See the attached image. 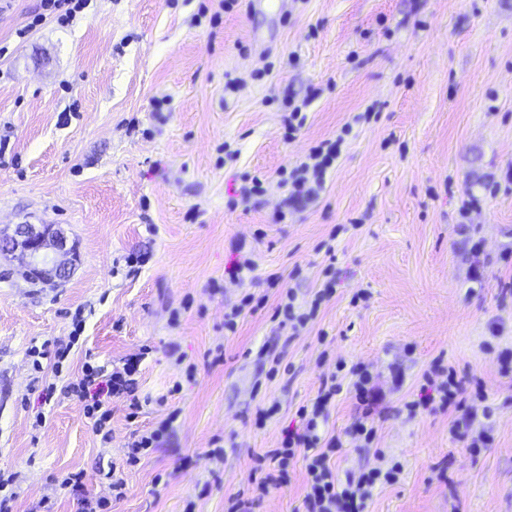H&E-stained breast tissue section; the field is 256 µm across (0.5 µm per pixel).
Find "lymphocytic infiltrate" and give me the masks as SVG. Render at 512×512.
Instances as JSON below:
<instances>
[{"label": "lymphocytic infiltrate", "instance_id": "obj_1", "mask_svg": "<svg viewBox=\"0 0 512 512\" xmlns=\"http://www.w3.org/2000/svg\"><path fill=\"white\" fill-rule=\"evenodd\" d=\"M340 145V140H325L311 149L305 161L292 168L287 179L289 202L300 203L318 197L328 169L340 154ZM137 367L138 363L133 359L109 371L87 363L79 380L67 385V392L84 402L87 416L94 420L95 433H102L106 421L111 418L113 398L133 394ZM350 374L352 381L348 384L335 374L325 379L312 404L298 409L296 425L285 430L280 447L270 452L272 460L278 463V470L267 473L258 485L260 491L281 485V473L294 459L302 460L305 470L307 493L303 500L304 512H363L376 488L398 483L401 467L397 464L350 473L342 480L337 478L330 465V455L339 448L341 441L334 435L322 437L319 426L327 419L330 401L345 386H352L362 410L351 429L352 435L372 442L377 433L375 420L385 412L381 393L370 374L360 367L351 368ZM465 391L463 381L455 372H448L442 381L429 374L417 400L409 402L407 408L412 413L435 405L454 409L456 416L451 422V434L469 439L471 447H489L493 441L489 433L483 431L474 438L469 435L476 415L463 406Z\"/></svg>", "mask_w": 512, "mask_h": 512}]
</instances>
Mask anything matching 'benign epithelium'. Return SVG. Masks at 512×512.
Returning <instances> with one entry per match:
<instances>
[{
    "label": "benign epithelium",
    "mask_w": 512,
    "mask_h": 512,
    "mask_svg": "<svg viewBox=\"0 0 512 512\" xmlns=\"http://www.w3.org/2000/svg\"><path fill=\"white\" fill-rule=\"evenodd\" d=\"M5 252L18 262L22 276L32 282L65 280L76 256L64 233L49 224H17L4 242Z\"/></svg>",
    "instance_id": "obj_1"
}]
</instances>
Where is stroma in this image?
<instances>
[{
    "instance_id": "35a3bbf8",
    "label": "stroma",
    "mask_w": 512,
    "mask_h": 512,
    "mask_svg": "<svg viewBox=\"0 0 512 512\" xmlns=\"http://www.w3.org/2000/svg\"><path fill=\"white\" fill-rule=\"evenodd\" d=\"M39 11L0 0V232L54 225L77 261L33 283L0 253L13 512H80L111 498V471L125 483L111 512H225L232 495L300 512L301 462L256 486L341 360L368 369L387 412L366 449L349 434L354 394L331 401L321 430L342 440L338 475L402 466L364 512H512V365L498 360L512 349V0H89L36 26ZM337 137L320 197L288 205L282 170ZM256 176L264 195L241 198ZM244 254L252 272L230 279ZM331 279L304 328L283 323L286 291L306 309ZM143 348V405L113 399L101 442L63 388L85 359L109 369ZM434 367L455 369L466 404L487 391L491 448L450 434L454 410L408 414ZM166 419L159 448L126 465L133 433ZM80 470L83 489L59 488Z\"/></svg>"
}]
</instances>
